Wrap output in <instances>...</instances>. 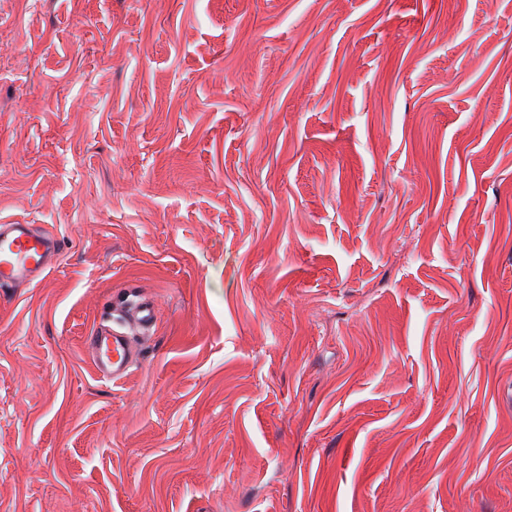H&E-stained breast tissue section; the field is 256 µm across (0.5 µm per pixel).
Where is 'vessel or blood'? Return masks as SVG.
I'll use <instances>...</instances> for the list:
<instances>
[{"mask_svg":"<svg viewBox=\"0 0 512 512\" xmlns=\"http://www.w3.org/2000/svg\"><path fill=\"white\" fill-rule=\"evenodd\" d=\"M61 251L55 232L43 224L0 223V289L26 288L54 268ZM115 320L99 322L85 344L95 372L118 381L138 365L136 337H148L158 322V308L146 294L131 293L112 308Z\"/></svg>","mask_w":512,"mask_h":512,"instance_id":"obj_1","label":"vessel or blood"}]
</instances>
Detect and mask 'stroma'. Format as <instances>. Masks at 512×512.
<instances>
[{
  "instance_id": "35a3bbf8",
  "label": "stroma",
  "mask_w": 512,
  "mask_h": 512,
  "mask_svg": "<svg viewBox=\"0 0 512 512\" xmlns=\"http://www.w3.org/2000/svg\"><path fill=\"white\" fill-rule=\"evenodd\" d=\"M10 51L0 222L61 258L0 512H512V0H8ZM114 319L99 322L85 344L95 372L102 378L118 381L125 378L138 365L141 351L134 335L148 337L153 334L158 322V308L147 294L130 293L116 303Z\"/></svg>"
}]
</instances>
